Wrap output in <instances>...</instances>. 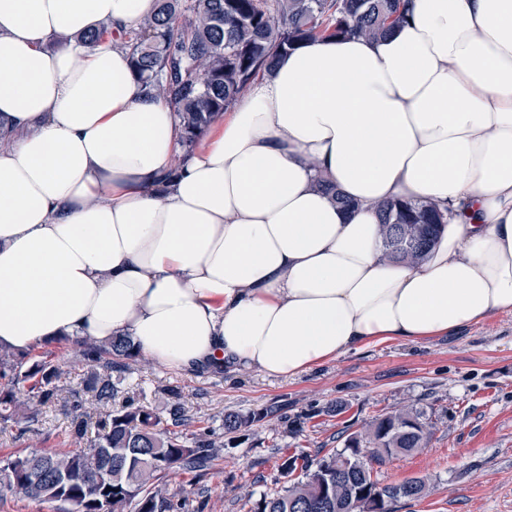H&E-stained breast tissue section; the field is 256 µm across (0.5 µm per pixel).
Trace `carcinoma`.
Returning <instances> with one entry per match:
<instances>
[{"label": "carcinoma", "instance_id": "obj_1", "mask_svg": "<svg viewBox=\"0 0 512 512\" xmlns=\"http://www.w3.org/2000/svg\"><path fill=\"white\" fill-rule=\"evenodd\" d=\"M154 15L125 31L121 45L137 79L176 116L184 153L206 128L235 105L255 79L268 74L277 55L325 37L374 39L404 21V0H157ZM105 24L81 37L89 48L106 41ZM383 254L415 263L435 243L446 209L431 201L376 204ZM76 357L87 366L85 386L99 403L119 393L123 373L138 361L130 338L76 342ZM64 372L44 360L0 355V424L37 421L40 407L59 401ZM169 416L186 427L181 393L170 389ZM72 435L87 434V412L80 392L63 402ZM270 411L229 412L224 432L191 437L159 428L160 418L131 399L104 413L94 439L68 451L40 450L0 461V492L19 491L37 501L59 504L60 512H186L187 500L170 492L168 475L206 471L222 457L228 434L247 435ZM431 434L426 410L407 406L375 417L367 428L303 470L302 478L260 498L254 512H394L402 499L426 495L420 478L383 484L370 463H383L424 447ZM372 449L369 461L360 449ZM356 487L369 488L359 498Z\"/></svg>", "mask_w": 512, "mask_h": 512}]
</instances>
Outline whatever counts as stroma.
Segmentation results:
<instances>
[{"mask_svg":"<svg viewBox=\"0 0 512 512\" xmlns=\"http://www.w3.org/2000/svg\"><path fill=\"white\" fill-rule=\"evenodd\" d=\"M171 387L192 420L217 429L226 412L274 410L214 468L169 476L170 491L198 512H253L283 486L284 456L316 465L377 415L407 405L426 410L428 442L375 466L374 475L385 484L422 478L427 492L400 501L397 512H512V313L427 341L370 344L290 378L246 366L187 374L145 359L131 364L115 402L131 397L163 414ZM71 447L55 407L42 408L33 431L0 429V457Z\"/></svg>","mask_w":512,"mask_h":512,"instance_id":"obj_1","label":"stroma"}]
</instances>
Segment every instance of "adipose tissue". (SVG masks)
Segmentation results:
<instances>
[{"instance_id":"1","label":"adipose tissue","mask_w":512,"mask_h":512,"mask_svg":"<svg viewBox=\"0 0 512 512\" xmlns=\"http://www.w3.org/2000/svg\"><path fill=\"white\" fill-rule=\"evenodd\" d=\"M155 8L0 0L1 353L120 334L183 372L294 377L512 312V0H411L382 38L297 47L177 168L174 112L77 42ZM398 199L448 209L414 264L383 255Z\"/></svg>"}]
</instances>
